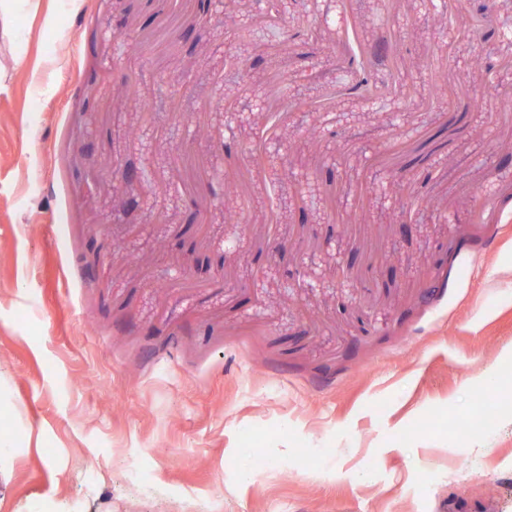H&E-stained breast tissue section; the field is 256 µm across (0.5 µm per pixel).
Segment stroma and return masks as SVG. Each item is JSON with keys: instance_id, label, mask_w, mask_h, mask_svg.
Wrapping results in <instances>:
<instances>
[{"instance_id": "35a3bbf8", "label": "stroma", "mask_w": 512, "mask_h": 512, "mask_svg": "<svg viewBox=\"0 0 512 512\" xmlns=\"http://www.w3.org/2000/svg\"><path fill=\"white\" fill-rule=\"evenodd\" d=\"M234 2L250 39L198 24L197 0H15L0 23V512H512V164L490 165L512 112L472 107L479 55L512 94V34L470 30L474 0L450 25L429 0H288L302 61ZM348 29L404 122L327 58ZM280 84L283 137L257 167L252 104ZM107 160L151 174L135 211L87 190ZM405 172L438 209L402 237L385 185ZM492 395L496 429L471 435Z\"/></svg>"}]
</instances>
